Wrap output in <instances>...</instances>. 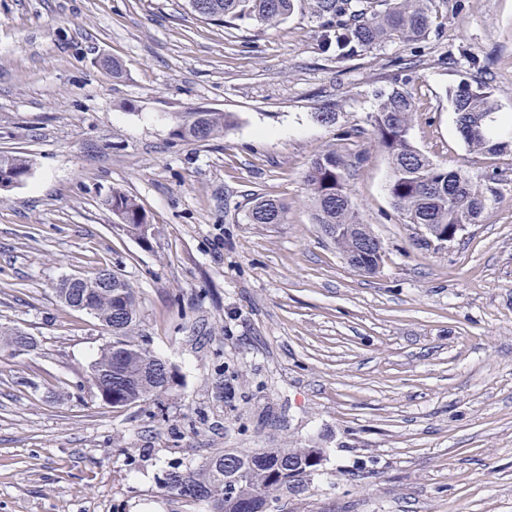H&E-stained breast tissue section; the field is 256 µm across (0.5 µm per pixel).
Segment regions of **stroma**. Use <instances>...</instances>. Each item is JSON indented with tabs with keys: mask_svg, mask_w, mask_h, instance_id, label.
Segmentation results:
<instances>
[{
	"mask_svg": "<svg viewBox=\"0 0 512 512\" xmlns=\"http://www.w3.org/2000/svg\"><path fill=\"white\" fill-rule=\"evenodd\" d=\"M463 83L512 115V0H435L421 43L341 67L305 0L235 28L187 0H0V152L30 162L0 192V325L36 340L0 350V512H210L177 507L162 470L262 448L326 454L282 512H512V151H469ZM393 85L421 153L503 194L444 247L417 244L371 143ZM192 110L239 123L180 139ZM326 110L335 124L312 120ZM332 150L364 156L348 184L384 248L375 274L312 219L305 173ZM116 189L147 211L148 242L119 226ZM255 194L286 204L283 223L249 221ZM102 268L172 367L161 403L115 409L88 382L111 336L55 286Z\"/></svg>",
	"mask_w": 512,
	"mask_h": 512,
	"instance_id": "35a3bbf8",
	"label": "stroma"
}]
</instances>
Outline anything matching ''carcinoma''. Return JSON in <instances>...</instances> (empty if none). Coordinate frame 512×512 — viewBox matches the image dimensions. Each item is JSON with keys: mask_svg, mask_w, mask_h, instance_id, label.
Returning a JSON list of instances; mask_svg holds the SVG:
<instances>
[{"mask_svg": "<svg viewBox=\"0 0 512 512\" xmlns=\"http://www.w3.org/2000/svg\"><path fill=\"white\" fill-rule=\"evenodd\" d=\"M193 12L210 24L239 26L255 22L272 25L288 18L298 0H193ZM317 23L322 47L338 64L388 43H415L425 39L432 23L434 0H385L378 10L373 0H308ZM377 106L370 115L373 141L387 153L391 164L388 194L393 207L408 224H428L441 235H454L461 224H477L485 211L502 201L494 179L472 180L460 170H450L421 154L409 138L415 105L396 86L376 94ZM456 129L469 150L496 153L512 146L499 134L512 121L499 115L491 95L463 84L452 95ZM238 124L233 112L191 111L178 116L174 134L184 140L207 141ZM360 156L335 151L316 155L305 181L314 223L346 257L358 258L354 269L377 272L382 245L370 225L360 221L348 188V175ZM29 172V161L19 155L0 154V173L14 176ZM112 213L122 212L121 226L145 237L150 224L147 212L136 199L112 191ZM286 206L272 199L252 200L248 218L253 224H280ZM64 304L88 301L93 314L112 336L92 362L91 385L98 395L115 396L118 409L157 400L167 392L171 377L166 361L154 354L150 341L138 334L136 296L132 285L118 274L101 269L81 282L66 278L56 286ZM0 343L13 354L31 350L35 341L18 328L0 327ZM319 448H265L260 451L222 450L193 468L171 464L162 475L168 497L181 504L197 500L212 503L213 512H265L286 493L300 492L310 477L321 471Z\"/></svg>", "mask_w": 512, "mask_h": 512, "instance_id": "carcinoma-1", "label": "carcinoma"}]
</instances>
